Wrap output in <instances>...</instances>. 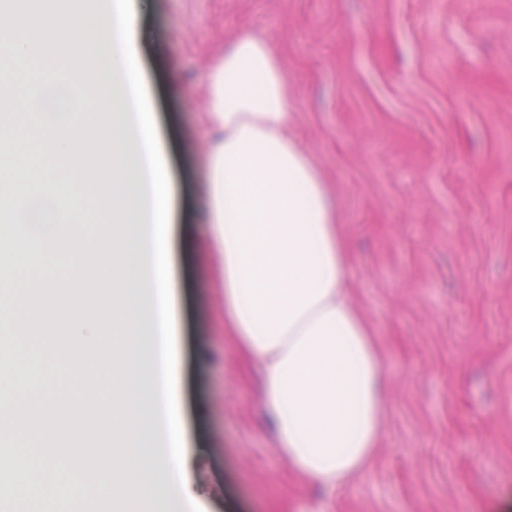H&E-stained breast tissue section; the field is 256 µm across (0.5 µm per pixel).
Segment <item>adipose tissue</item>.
I'll list each match as a JSON object with an SVG mask.
<instances>
[{"mask_svg": "<svg viewBox=\"0 0 512 512\" xmlns=\"http://www.w3.org/2000/svg\"><path fill=\"white\" fill-rule=\"evenodd\" d=\"M103 14L0 0V90L21 89L0 119V243L56 273L11 300L0 349L17 345L81 374L107 359L103 382L59 398L0 395V498L13 512L57 494L99 512L86 488L112 492L115 512L173 499L199 507L197 451L181 395L177 215L169 159L142 65L149 0H105ZM208 238L223 258L224 326L264 378L277 451L308 486L330 490L370 466L382 434L386 375L368 322L346 287L348 246L334 204L289 124L288 82L268 43L242 31L207 73ZM65 102L47 106V92ZM45 205L44 229L20 220ZM112 235L58 237L82 204ZM53 316L63 332L42 334ZM58 429L62 441L44 439Z\"/></svg>", "mask_w": 512, "mask_h": 512, "instance_id": "ef3b65f1", "label": "adipose tissue"}]
</instances>
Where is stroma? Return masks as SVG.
<instances>
[{"instance_id":"35a3bbf8","label":"stroma","mask_w":512,"mask_h":512,"mask_svg":"<svg viewBox=\"0 0 512 512\" xmlns=\"http://www.w3.org/2000/svg\"><path fill=\"white\" fill-rule=\"evenodd\" d=\"M145 73L178 195L206 204V74L242 30L350 246L348 288L386 373L368 473L319 497L262 421L259 365L224 328L222 258L178 262L181 383L211 512H512V0H151ZM19 385L73 393L15 350Z\"/></svg>"}]
</instances>
